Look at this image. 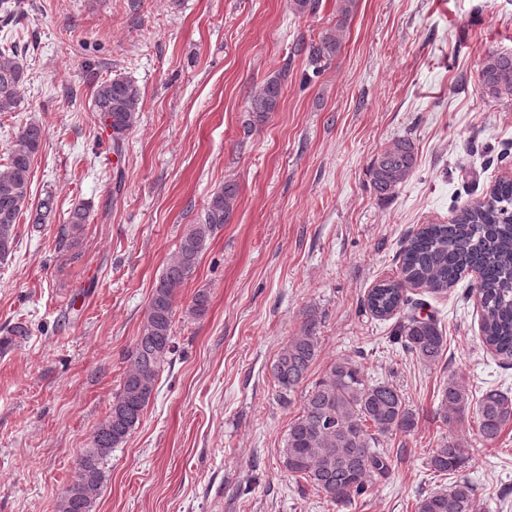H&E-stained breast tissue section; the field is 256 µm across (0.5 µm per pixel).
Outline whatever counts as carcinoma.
Masks as SVG:
<instances>
[{"label": "carcinoma", "instance_id": "carcinoma-1", "mask_svg": "<svg viewBox=\"0 0 512 512\" xmlns=\"http://www.w3.org/2000/svg\"><path fill=\"white\" fill-rule=\"evenodd\" d=\"M357 0H336V25L326 29L308 47L313 72L321 73L339 53L344 27ZM481 88L493 98L512 97V54L490 53L484 59ZM26 70L17 42L0 43V112H12L21 102ZM284 92L283 77H267L249 99L248 125H260L276 111ZM142 108L138 86L114 77L97 84L93 109L99 122L112 131V150L122 151L127 132ZM46 136L39 123L22 127L11 146L6 164L0 166V260L10 257L16 225L27 212L33 223L43 224L53 210L52 198L37 206L30 203L34 160ZM416 165L412 140L398 138L374 155L369 174L376 194L389 198L407 181ZM238 198L232 181L215 191L196 224L182 234L174 255L155 283L134 347L125 357L126 368L105 419L94 429L90 446L80 455L75 479L61 493L57 512H93L104 480V465L112 449L123 445L140 424L155 382L167 357L177 350L173 335L177 291L196 269L206 243L229 223ZM93 206L82 203L71 211L68 224L79 230ZM397 278L385 280L368 292L364 307L374 316L397 317L390 342L400 345L420 361L436 364L447 350V337L434 315H417L408 308L407 290L422 288L444 293L471 271L479 274L475 291L481 306L483 344L504 360H512V180H500L488 195L457 213L446 224H428L408 239L401 251ZM208 294L196 293L187 314L202 317ZM321 321L316 310L304 312L299 333L279 350L271 373L280 398L293 404L294 394L307 380L320 353ZM474 407L481 444L497 442L512 425V397L488 388L472 401L469 390L455 375L448 376L435 416L451 425ZM417 426L416 414L394 385L368 380L360 362L340 356L305 391L299 413L291 419L281 449L282 465L296 481L310 486L335 505L347 508L365 495L391 469L385 438ZM470 461L462 442L445 437L426 458L428 470L454 475ZM415 512H479L475 488L459 478L446 489H435L416 499Z\"/></svg>", "mask_w": 512, "mask_h": 512}]
</instances>
